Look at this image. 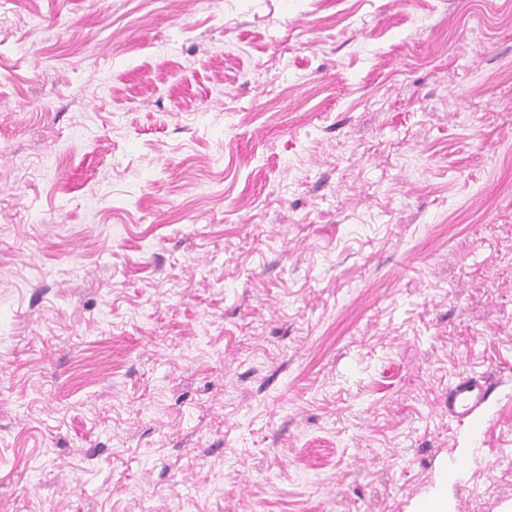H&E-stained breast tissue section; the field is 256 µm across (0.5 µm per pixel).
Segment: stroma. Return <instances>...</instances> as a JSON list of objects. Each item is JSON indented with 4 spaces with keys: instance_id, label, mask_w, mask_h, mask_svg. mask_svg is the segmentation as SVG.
I'll list each match as a JSON object with an SVG mask.
<instances>
[{
    "instance_id": "obj_1",
    "label": "stroma",
    "mask_w": 512,
    "mask_h": 512,
    "mask_svg": "<svg viewBox=\"0 0 512 512\" xmlns=\"http://www.w3.org/2000/svg\"><path fill=\"white\" fill-rule=\"evenodd\" d=\"M461 448L512 501V0H0V512H409ZM490 383L473 377H459L448 386V417L474 418L488 398Z\"/></svg>"
}]
</instances>
